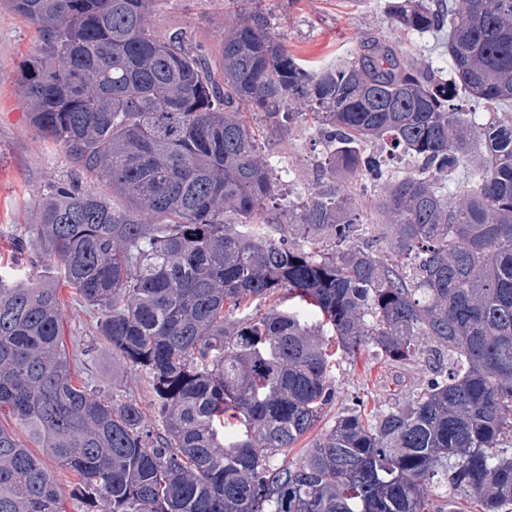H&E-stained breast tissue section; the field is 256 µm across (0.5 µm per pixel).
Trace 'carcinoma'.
Wrapping results in <instances>:
<instances>
[{"instance_id":"carcinoma-1","label":"carcinoma","mask_w":512,"mask_h":512,"mask_svg":"<svg viewBox=\"0 0 512 512\" xmlns=\"http://www.w3.org/2000/svg\"><path fill=\"white\" fill-rule=\"evenodd\" d=\"M158 2L0 0L37 29L30 126L104 187H57L16 246L96 311L163 423L80 379L54 285L0 276V416L39 448L0 424V512H66L47 458L81 512H512V0L396 7L448 37L447 78L381 41L309 71L256 7L215 64L187 30L156 34ZM299 103L322 178L284 225L244 111L285 131ZM343 174L379 190L378 238ZM365 351L433 363L385 409L352 396L288 460L340 398L337 359ZM46 464L51 471L58 488L64 495L67 511L74 512L73 505L76 504V501L72 499L71 492L74 488V484L76 483V475L69 472L68 469L58 467L50 460H46Z\"/></svg>"}]
</instances>
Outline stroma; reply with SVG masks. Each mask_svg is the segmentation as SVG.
<instances>
[{
    "label": "stroma",
    "instance_id": "1",
    "mask_svg": "<svg viewBox=\"0 0 512 512\" xmlns=\"http://www.w3.org/2000/svg\"><path fill=\"white\" fill-rule=\"evenodd\" d=\"M392 2L260 0L259 6L289 52L310 68L349 56L362 42L379 39L400 42L419 65L448 71V51L442 38L397 31L390 16ZM240 9L239 0H162L151 22L162 36L176 28L192 30L202 44L215 50L224 38L225 23ZM36 37L35 27L25 19L0 13V265L11 264L21 277L56 283L71 365L100 394H111L117 388L139 398L145 423L155 430L161 422L145 378L125 368L107 345L97 341L93 312L76 298L72 288L60 284L53 269L33 266L31 252L21 253L14 247L17 236L33 221L37 200L66 183L72 170L65 152L37 136L28 122L20 71ZM262 149L289 200L306 198L316 188V167L324 146L311 119L298 118L289 136L270 138ZM425 371L422 363L392 367L362 353L344 360L335 375L343 394L365 395L385 406L416 385Z\"/></svg>",
    "mask_w": 512,
    "mask_h": 512
}]
</instances>
